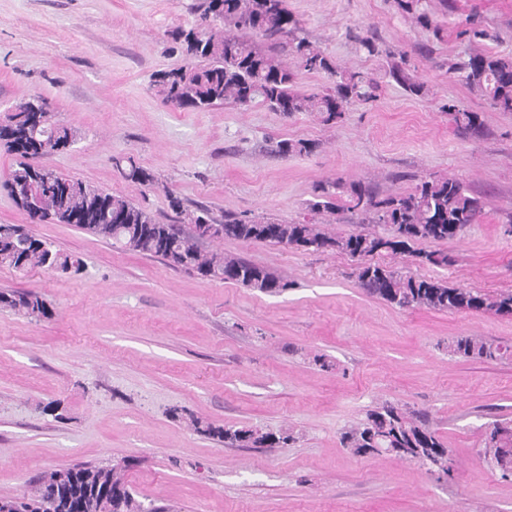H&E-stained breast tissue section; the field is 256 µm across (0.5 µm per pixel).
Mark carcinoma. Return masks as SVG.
Instances as JSON below:
<instances>
[{
    "mask_svg": "<svg viewBox=\"0 0 512 512\" xmlns=\"http://www.w3.org/2000/svg\"><path fill=\"white\" fill-rule=\"evenodd\" d=\"M189 61L155 74V85L164 101L177 108L202 111L217 105L248 108L256 105L285 117L315 112L325 124H334L354 102L377 98L379 85L367 74L339 66L333 58L304 36L301 21L289 10L287 0H204L201 23L179 30ZM308 74L320 75L325 84L317 91H302L286 58ZM482 93L489 107L512 112V57L473 50L466 60L448 65ZM389 77L408 95L424 92L403 63H393ZM442 111L452 116L457 130L477 135L481 131L476 112L446 103ZM73 136L63 125H55L45 99L34 96L19 103L0 119V148L15 157L4 186L20 210H25L24 192L30 188L43 203L40 222L73 224L112 242L118 248L159 258L170 266L211 279L280 294L290 287L287 280L242 257L203 248L205 239H235L292 246L306 252L339 251L359 261L357 278L367 293L401 309L427 308L442 312L512 313V291L482 293L444 284L438 280L402 272L374 260L412 256L424 265L447 266L448 254L417 251L418 241L440 242L458 237L477 222L483 201L455 176L429 175L418 179L408 192L380 196L361 181L350 185V208L370 224H388L390 232L331 235L309 220L283 222L274 217L260 220L224 216V222L209 237L179 224H164L141 205L112 195L79 179L69 178L41 163L55 152L72 146ZM317 144L309 140L282 139L274 152L280 156L309 155ZM125 179L143 186L155 182L154 175L135 162L123 169ZM338 182L320 183L307 209L311 213L335 212ZM176 214L193 219L195 214L210 223L206 209L189 211L183 201L169 193ZM73 256L55 250L33 236L21 224H0V268L17 272L58 271L79 268ZM0 308L40 320L51 315L42 296L33 291L0 289ZM450 352L464 359L492 361L508 348L478 336H459ZM195 431L217 436L234 446L261 447L288 444L290 434L278 437L258 430L221 429L197 418L190 419ZM340 443L358 455L394 453L450 474L448 448L425 416L402 406L383 402L342 434ZM481 454L504 478L512 477V420L488 425ZM82 504L85 512H178L170 506L144 505L134 498L126 467L74 466L52 469L36 480L34 494L0 500V512H73Z\"/></svg>",
    "mask_w": 512,
    "mask_h": 512,
    "instance_id": "1",
    "label": "carcinoma"
}]
</instances>
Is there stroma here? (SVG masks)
I'll list each match as a JSON object with an SVG mask.
<instances>
[{
    "instance_id": "1",
    "label": "stroma",
    "mask_w": 512,
    "mask_h": 512,
    "mask_svg": "<svg viewBox=\"0 0 512 512\" xmlns=\"http://www.w3.org/2000/svg\"><path fill=\"white\" fill-rule=\"evenodd\" d=\"M201 2L0 0V114L45 98L76 142L44 165L167 224L177 221L171 192L219 220L232 212L292 222L321 182L370 181L385 196L426 174L456 176L484 209L453 240L420 243L452 259L420 272L484 293L512 290V113L448 74L469 50L468 28L489 32L488 51L512 55V0H419L413 14L395 0H288L312 43L382 87L333 125L260 106L166 104L154 75L183 65L173 35L196 23ZM420 12L431 26L417 22ZM366 31L378 55L360 50L355 37ZM399 60L422 96L389 80ZM448 102L479 114L480 137L457 132L441 110ZM285 138L319 147L268 153ZM128 157L154 185L122 176L113 161ZM25 223L0 187V224ZM30 226L82 266L0 268V288L38 292L51 310L37 322L0 310V499L29 492L49 469L125 462L139 501L178 512H512V479L479 455L485 424L512 419V354L480 362L450 351L460 336L512 347V317L391 306L366 294L356 261L335 251L212 242L292 281L271 295L112 248L69 224ZM55 400L57 414L46 409ZM385 401L427 412L450 476L341 446L342 431ZM192 416L296 440L229 447L194 432Z\"/></svg>"
}]
</instances>
